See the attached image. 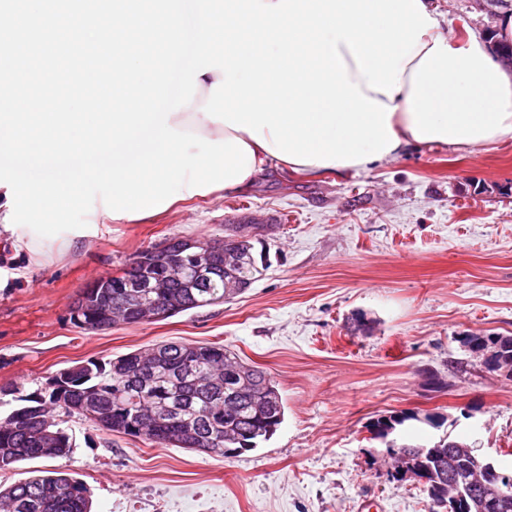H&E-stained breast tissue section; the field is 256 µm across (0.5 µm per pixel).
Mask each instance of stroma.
<instances>
[{"label": "stroma", "instance_id": "stroma-1", "mask_svg": "<svg viewBox=\"0 0 512 512\" xmlns=\"http://www.w3.org/2000/svg\"><path fill=\"white\" fill-rule=\"evenodd\" d=\"M455 42L504 9L433 0ZM48 267L0 257V386L26 395L57 371L163 341L219 343L267 370L286 405L273 438L222 458L160 448L73 416L68 455L18 463L83 482L92 512H427L420 484L386 472L377 418L430 413L512 471V378L481 371L462 337L512 335V137L472 151L408 145L342 175L268 165L250 188L199 194L115 221L92 207ZM262 225L264 272L244 294L154 323L86 333L77 296L138 251Z\"/></svg>", "mask_w": 512, "mask_h": 512}]
</instances>
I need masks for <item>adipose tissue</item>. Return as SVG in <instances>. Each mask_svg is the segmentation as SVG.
Returning <instances> with one entry per match:
<instances>
[{
  "instance_id": "ef3b65f1",
  "label": "adipose tissue",
  "mask_w": 512,
  "mask_h": 512,
  "mask_svg": "<svg viewBox=\"0 0 512 512\" xmlns=\"http://www.w3.org/2000/svg\"><path fill=\"white\" fill-rule=\"evenodd\" d=\"M402 65L400 91L391 96L364 91L365 96L394 105L390 125L401 145L473 150L512 136V73L493 61L483 37L473 34L455 43L441 27L431 28ZM222 77L216 69L199 76L193 107L170 114L168 123L211 140L237 137L248 142L254 152L250 171L259 173L273 161V154L251 140L248 132L210 121L201 111L212 84Z\"/></svg>"
}]
</instances>
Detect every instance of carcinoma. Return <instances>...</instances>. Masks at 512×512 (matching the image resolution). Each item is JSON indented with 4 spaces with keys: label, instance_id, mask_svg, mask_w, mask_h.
Listing matches in <instances>:
<instances>
[{
    "label": "carcinoma",
    "instance_id": "1",
    "mask_svg": "<svg viewBox=\"0 0 512 512\" xmlns=\"http://www.w3.org/2000/svg\"><path fill=\"white\" fill-rule=\"evenodd\" d=\"M172 259L183 273L144 266L141 250L120 275L86 288L70 309L73 325L87 332L112 328V308L125 311L123 322H144L142 308L169 304V316L220 304L244 293L261 276L253 255V239L236 241L238 265L224 269L223 249L206 241L182 250V239L170 238ZM147 275L159 288H141ZM18 405L0 416V471L32 459H53L69 453L72 441L61 427L64 418H88L95 407L106 415L99 428L140 439L162 448H182L227 457V449L250 451L269 441L285 419V402L266 370L244 363L224 345L161 342L107 361L91 359L59 370L45 390L16 396ZM416 421L432 427L439 420L415 412L382 416L372 426L381 434ZM427 493L428 512H448V489ZM455 493L467 497L469 512H480L482 493L470 489L458 473ZM0 512H91L84 484L55 471L0 486Z\"/></svg>",
    "mask_w": 512,
    "mask_h": 512
}]
</instances>
